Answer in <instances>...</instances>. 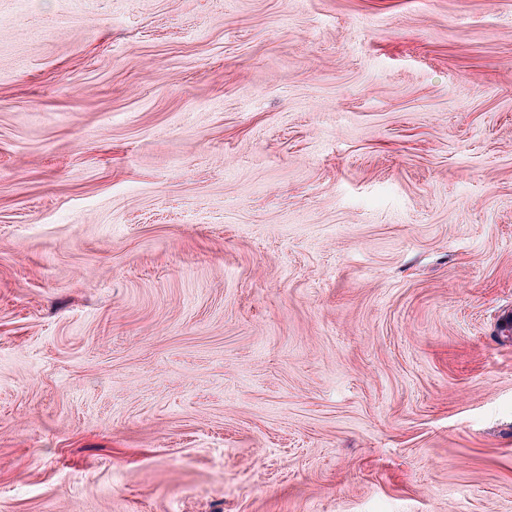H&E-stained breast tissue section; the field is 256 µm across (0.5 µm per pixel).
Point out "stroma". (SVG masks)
<instances>
[{"label":"stroma","mask_w":512,"mask_h":512,"mask_svg":"<svg viewBox=\"0 0 512 512\" xmlns=\"http://www.w3.org/2000/svg\"><path fill=\"white\" fill-rule=\"evenodd\" d=\"M512 0H0V512H512Z\"/></svg>","instance_id":"stroma-1"}]
</instances>
